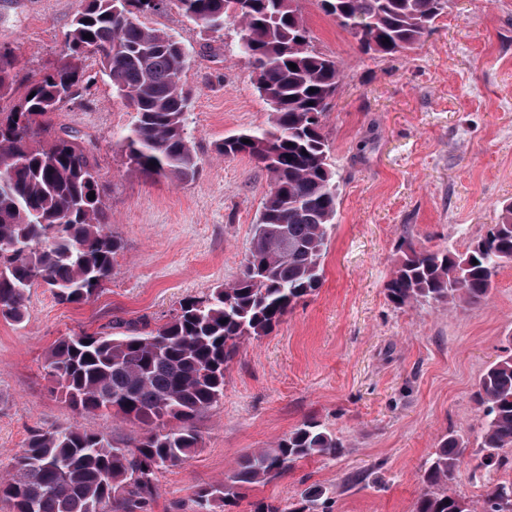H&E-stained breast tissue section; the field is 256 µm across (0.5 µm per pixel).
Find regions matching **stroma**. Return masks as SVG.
I'll use <instances>...</instances> for the list:
<instances>
[{"label":"stroma","mask_w":512,"mask_h":512,"mask_svg":"<svg viewBox=\"0 0 512 512\" xmlns=\"http://www.w3.org/2000/svg\"><path fill=\"white\" fill-rule=\"evenodd\" d=\"M298 3L315 47L342 72L323 128L339 180L325 280L272 334L240 347L223 399L196 421L200 447L159 474L153 512H210L197 503L200 488L230 483L244 455L275 447L308 419L336 435L338 453L241 488L224 512L270 501L288 510L310 488L323 490L325 512H413L425 463L451 433L468 443L452 484L458 495L474 502L512 480V467L481 464L476 396L487 365L512 347V267L477 307H398L386 290L403 240L465 251L512 202V0H452L419 45L387 57L364 54L318 0ZM79 8L80 0H0V47L14 55V92L0 99L1 112L57 63ZM144 22L192 51L181 80L193 92L198 171L182 182L130 167L120 136L134 113L87 58L88 83L52 114L50 131L72 129L91 144L121 247L88 302L62 304L35 287L22 323L0 318V477L36 431L78 425L120 443L144 435L142 425L65 403L43 370L46 350L119 322L158 326L183 298L233 280L272 187L251 158L216 151L270 120L236 51L237 28L205 31L176 0Z\"/></svg>","instance_id":"stroma-1"}]
</instances>
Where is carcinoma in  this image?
<instances>
[{
  "label": "carcinoma",
  "mask_w": 512,
  "mask_h": 512,
  "mask_svg": "<svg viewBox=\"0 0 512 512\" xmlns=\"http://www.w3.org/2000/svg\"><path fill=\"white\" fill-rule=\"evenodd\" d=\"M164 0H82L65 36V53L46 69L11 111L0 112V317L24 320L31 288H49L60 303L80 304L112 275L120 249L108 231L90 150L67 133L49 135L50 114L77 95L83 59L135 112L121 137L135 170L148 176L194 178L198 160L187 133L192 97L181 75L189 49L175 35L140 17ZM185 17L218 32L233 0H177ZM360 49L393 56L418 45L445 13L442 0H319ZM238 52L252 63L258 92L270 102L269 126L217 145L224 156L247 155L273 176L239 276L203 296L178 302L169 320L148 329L126 326L110 335L81 333L47 353L45 374L77 410L106 411L148 429L117 444L78 426L30 436L0 480L11 512H152L157 475L186 462L199 448L195 422L224 396V377L241 344L267 336L300 300L323 284L324 258L338 211L336 172L323 134L329 100L341 84L336 59L313 44L296 0H249L239 16ZM92 38L86 39L84 35ZM296 64V69L289 64ZM11 53H0V99L13 85ZM94 199H88L89 195ZM387 283L397 307L414 303L478 305L499 270L512 266V204L463 253L418 250L405 240ZM478 264H473V261ZM484 407L481 465L512 462V351L486 367L478 383ZM340 442L306 421L276 447L246 457L232 484L199 489L203 504L226 503L235 487L265 482L314 455H334ZM465 441L444 438L427 461L415 512H512V480L474 504L451 489L465 458Z\"/></svg>",
  "instance_id": "obj_1"
}]
</instances>
